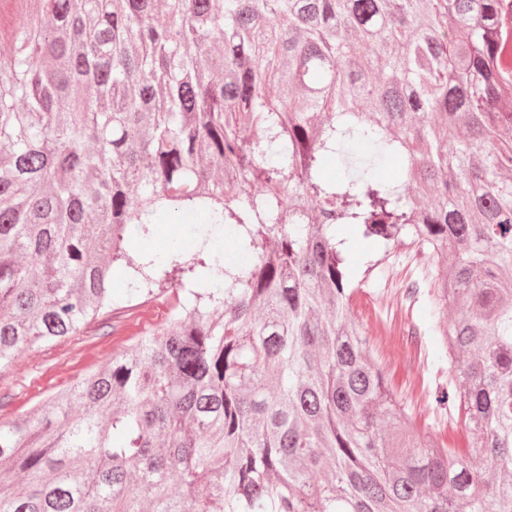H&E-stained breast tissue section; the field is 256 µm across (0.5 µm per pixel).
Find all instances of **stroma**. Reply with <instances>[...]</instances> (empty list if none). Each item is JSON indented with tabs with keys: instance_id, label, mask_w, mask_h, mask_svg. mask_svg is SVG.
<instances>
[{
	"instance_id": "stroma-1",
	"label": "stroma",
	"mask_w": 512,
	"mask_h": 512,
	"mask_svg": "<svg viewBox=\"0 0 512 512\" xmlns=\"http://www.w3.org/2000/svg\"><path fill=\"white\" fill-rule=\"evenodd\" d=\"M203 243L227 260L243 259L236 249L225 248L223 227L210 223L203 211L174 214L155 225L152 234L134 235L131 248L164 259L177 254L186 260ZM371 260L377 263L372 270L367 267ZM349 263L356 286L349 310L364 326L373 358L389 367L394 391L412 401L419 423L431 427L441 443H450V415L437 413L428 402V391L448 382L451 374L448 362L436 359L442 343L431 329L423 288L426 273L446 270L447 259L416 253L405 242L387 249L358 236ZM128 285L127 274L114 271L112 312L91 319L80 335L36 345L0 368V422L36 411L49 394L111 362L145 331L164 323L179 297L176 289L158 288L150 296L132 298Z\"/></svg>"
}]
</instances>
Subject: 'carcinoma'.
Returning <instances> with one entry per match:
<instances>
[{"instance_id": "carcinoma-1", "label": "carcinoma", "mask_w": 512, "mask_h": 512, "mask_svg": "<svg viewBox=\"0 0 512 512\" xmlns=\"http://www.w3.org/2000/svg\"><path fill=\"white\" fill-rule=\"evenodd\" d=\"M15 2L0 367L81 332L117 266L186 297L0 424V512H512V0ZM176 209L234 231L224 288L204 243L128 247ZM343 226L454 257L426 284L454 373L430 401L468 447L418 430L371 357Z\"/></svg>"}]
</instances>
